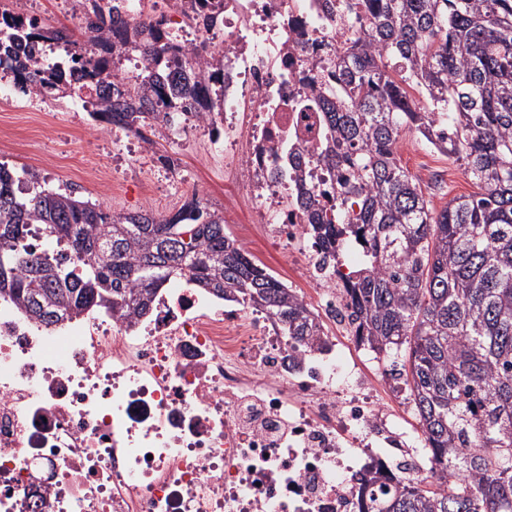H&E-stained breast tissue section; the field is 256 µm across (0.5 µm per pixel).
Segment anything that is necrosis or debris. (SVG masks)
I'll return each mask as SVG.
<instances>
[{
	"label": "necrosis or debris",
	"mask_w": 512,
	"mask_h": 512,
	"mask_svg": "<svg viewBox=\"0 0 512 512\" xmlns=\"http://www.w3.org/2000/svg\"><path fill=\"white\" fill-rule=\"evenodd\" d=\"M95 1L115 2L131 27L164 19L191 57L223 63V89L201 88L209 112L112 134L145 146L162 132L212 129L209 152L245 188L263 234L303 251L317 285L306 305L324 334L284 339L257 309L185 280L132 324L104 311L45 326L0 299V512H361L365 474L386 482L396 465L425 468L344 360L343 290L295 198L329 186L316 160L322 117L302 107L324 81L318 61L368 19L338 25L323 0H224L207 24L193 0L66 3L83 26ZM343 371L354 377L347 389L336 386Z\"/></svg>",
	"instance_id": "necrosis-or-debris-1"
}]
</instances>
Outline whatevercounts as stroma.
<instances>
[{"instance_id":"obj_1","label":"stroma","mask_w":512,"mask_h":512,"mask_svg":"<svg viewBox=\"0 0 512 512\" xmlns=\"http://www.w3.org/2000/svg\"><path fill=\"white\" fill-rule=\"evenodd\" d=\"M70 104V99L64 98L53 102L51 111L46 112L40 101L9 89L7 100L0 102V162L35 169L49 186L65 188L82 184L85 168L96 161L112 168L115 185H82V196L104 209L167 215L197 189L207 197L210 208L223 214L227 232H234L237 224L256 222V212L246 205L227 209L228 200L240 196L241 191L234 181L225 179L223 158L208 156L206 129L179 142L156 137L153 147L136 154L125 143L114 141L109 125L94 121L86 112L73 116ZM397 157L434 207L477 190L458 162L433 150L416 134H403ZM346 355L374 382V392L388 405L392 420L407 429L413 441H420L411 404L380 384L384 363L354 345Z\"/></svg>"}]
</instances>
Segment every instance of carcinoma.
Returning a JSON list of instances; mask_svg holds the SVG:
<instances>
[{
  "label": "carcinoma",
  "mask_w": 512,
  "mask_h": 512,
  "mask_svg": "<svg viewBox=\"0 0 512 512\" xmlns=\"http://www.w3.org/2000/svg\"><path fill=\"white\" fill-rule=\"evenodd\" d=\"M336 12L373 22L319 62L333 81L307 105L324 113L320 161L357 211L350 219L339 208L333 223L304 188L299 210L323 261L364 247L362 267L344 277L346 318L403 381L432 464L428 475L371 488L364 512H512V0H338ZM162 23L130 31L101 18L79 43L3 11L0 54L20 92L58 100L82 57L110 79L116 52L132 44L144 73L116 97L107 85L91 111L126 127L156 118L160 102L197 100L187 79L165 80L172 39ZM45 42L65 46L68 62L41 65L35 46ZM415 87L429 109L411 107ZM406 127L460 162L478 192L435 209L397 164ZM31 224L48 226L53 251L26 243ZM186 276L265 311L291 340L321 333L301 297L199 201L165 217L110 212L0 163V298L29 318L58 325L100 307L132 323L160 287Z\"/></svg>",
  "instance_id": "1"
}]
</instances>
